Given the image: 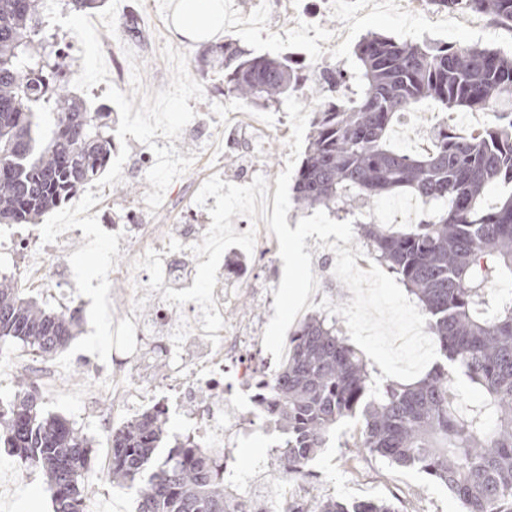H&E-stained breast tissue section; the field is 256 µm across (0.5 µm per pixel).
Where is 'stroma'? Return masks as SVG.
<instances>
[{
    "label": "stroma",
    "mask_w": 512,
    "mask_h": 512,
    "mask_svg": "<svg viewBox=\"0 0 512 512\" xmlns=\"http://www.w3.org/2000/svg\"><path fill=\"white\" fill-rule=\"evenodd\" d=\"M325 0H295L296 24L289 38H282V22L276 0H224V7L236 15L230 28L212 39L192 38L177 29L174 22L176 0H106L94 9L97 28L84 32L82 14L65 6L53 5L48 16L60 44L69 48L70 61L77 72L72 89L88 103L107 106L112 112V163L102 180L108 191L102 208L110 222L125 223L131 202H139L147 222L152 224H207L206 207L195 202L196 187L210 178L215 168L206 148L205 137L191 120L192 114L206 112H253V105L224 96L221 81L202 76L194 58L206 42L236 40L239 46L257 55L293 54L318 67L335 66L353 59L360 37L378 33L398 40L462 44L472 33L456 27L448 12L433 14L425 9L409 16L395 4L379 10L366 9L362 0H352L350 8L358 14L349 36L335 47L322 48L321 40L344 26L346 16L327 11ZM123 17L135 18L141 28L140 39L129 38L117 24ZM139 123L130 126V113ZM167 113L174 134L166 161L148 166L146 152L159 125V113ZM290 153L287 136L268 139L259 158L234 154L224 160L225 175L242 184L263 176L268 184L285 170ZM124 261L122 252L100 245L91 250L72 251L68 265L82 284L73 303L82 310L78 334L56 359L65 367V377L81 385L88 370L108 368L119 353L112 326L121 314L120 303L105 307L103 297L109 289L104 278L107 265ZM43 409L65 416L92 440L90 479H102L107 488L105 506L109 512H137V494L132 489L113 487L110 474L111 452L108 436L84 415L83 405L63 397L43 395ZM359 424L349 420L340 424L322 448L303 482L309 498H336L346 502L385 500L396 512H461L459 502L434 478L413 468H399L354 446ZM275 435L257 430L241 439L232 451V466L239 473L240 495L262 492L269 508L276 512L288 494L286 485L266 481L260 473L267 464ZM24 471V478L0 495V512H24L27 490H47L43 474L26 468L22 459L0 447V473Z\"/></svg>",
    "instance_id": "obj_1"
}]
</instances>
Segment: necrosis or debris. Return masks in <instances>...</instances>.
I'll use <instances>...</instances> for the list:
<instances>
[{"instance_id": "1", "label": "necrosis or debris", "mask_w": 512, "mask_h": 512, "mask_svg": "<svg viewBox=\"0 0 512 512\" xmlns=\"http://www.w3.org/2000/svg\"><path fill=\"white\" fill-rule=\"evenodd\" d=\"M82 203L77 222L46 232L35 230L25 237L15 225H0V256L12 261L16 284L32 293H44L62 279L77 287L67 258L90 238L108 239L112 248L126 254L125 265L109 271L111 293L125 299V309L115 323L123 356L112 370L79 386L84 406L96 410L98 424L107 432L133 414L172 409L184 414L191 432L206 447L231 453L242 435L267 422L251 405L271 382L270 375L254 362L263 348L269 316L245 317L238 309L239 292L254 288V280L233 270L224 283L216 284L213 296L225 326L218 332V344H211L195 302L185 304V320L175 324L168 318L169 303L159 299L145 310L131 292L144 266L152 268L155 279L169 288H190L178 264L155 266V256L173 238L188 247L201 242L206 225L147 224L139 218L128 224H105L96 196L84 197ZM154 338L161 339L166 352V363L158 371L146 366V343Z\"/></svg>"}]
</instances>
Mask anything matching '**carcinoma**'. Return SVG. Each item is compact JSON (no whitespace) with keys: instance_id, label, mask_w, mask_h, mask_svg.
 Instances as JSON below:
<instances>
[{"instance_id":"cac0c4a2","label":"carcinoma","mask_w":512,"mask_h":512,"mask_svg":"<svg viewBox=\"0 0 512 512\" xmlns=\"http://www.w3.org/2000/svg\"><path fill=\"white\" fill-rule=\"evenodd\" d=\"M442 11L471 6L512 31V0H425ZM46 0H0V225L30 224L77 198L112 157L111 112L73 94L67 56L43 24ZM355 68L311 69L288 56L255 55L234 40L204 47L199 71L224 76V95L270 106L314 91L322 102L292 185L303 209L354 217L359 243L413 294L447 365L417 384L370 395L367 363L337 316L306 318L258 406L285 435L284 462L305 469L343 421L361 420L355 447L416 468L448 488L463 512H512V54L482 42L412 43L370 33ZM424 99L443 112L482 111L478 130L444 126L430 151L394 149L389 132ZM53 129L41 133L42 116ZM497 202L485 204L491 189ZM421 203L406 230L365 221L379 199ZM81 310L46 308L0 277V343L42 357L66 349ZM479 389L468 401L457 376ZM166 412L146 411L110 436L112 484L134 488L137 512H229L224 456L191 436L165 455ZM0 445L40 471L54 512H83L92 440L45 414L26 384L0 401ZM282 512H395L384 500L288 503Z\"/></svg>"}]
</instances>
